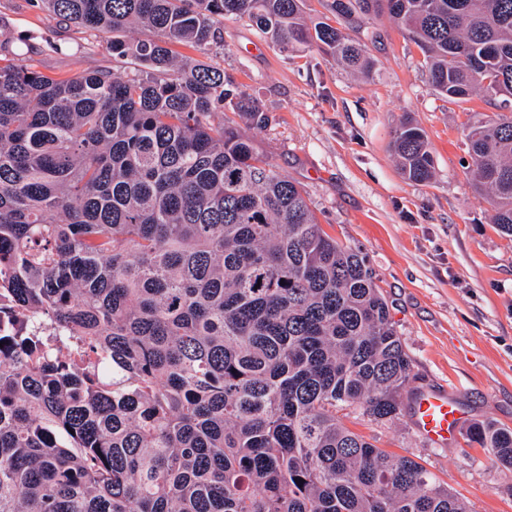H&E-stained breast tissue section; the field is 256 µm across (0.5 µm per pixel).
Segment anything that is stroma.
<instances>
[{"mask_svg":"<svg viewBox=\"0 0 512 512\" xmlns=\"http://www.w3.org/2000/svg\"><path fill=\"white\" fill-rule=\"evenodd\" d=\"M0 27L12 52L55 78L133 69L104 38L31 0H0ZM220 33L213 62L269 115L248 132L257 151L305 192L327 234L364 254L416 386L447 392L463 427L439 448L407 414L386 425L351 414L343 424L424 465L472 512H512V467L467 431L483 421L512 430V237L492 224L488 196L466 172L465 126L499 114L498 101L438 93L421 49L386 18L352 34L372 62L366 76L314 49L280 51L244 19L226 18ZM408 117L428 137L434 175L425 183L402 176L391 147Z\"/></svg>","mask_w":512,"mask_h":512,"instance_id":"obj_1","label":"stroma"}]
</instances>
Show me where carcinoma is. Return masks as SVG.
<instances>
[{
	"mask_svg": "<svg viewBox=\"0 0 512 512\" xmlns=\"http://www.w3.org/2000/svg\"><path fill=\"white\" fill-rule=\"evenodd\" d=\"M138 68L0 65V512H470L413 458L344 426L411 399L366 257L329 236L238 121L269 117L206 55L247 19L368 72L346 29L406 28L440 93L512 100V0H40ZM140 27L146 37L125 39ZM469 174L512 236V114L468 125ZM392 148L427 182L425 131ZM512 467V431L469 427Z\"/></svg>",
	"mask_w": 512,
	"mask_h": 512,
	"instance_id": "cac0c4a2",
	"label": "carcinoma"
}]
</instances>
